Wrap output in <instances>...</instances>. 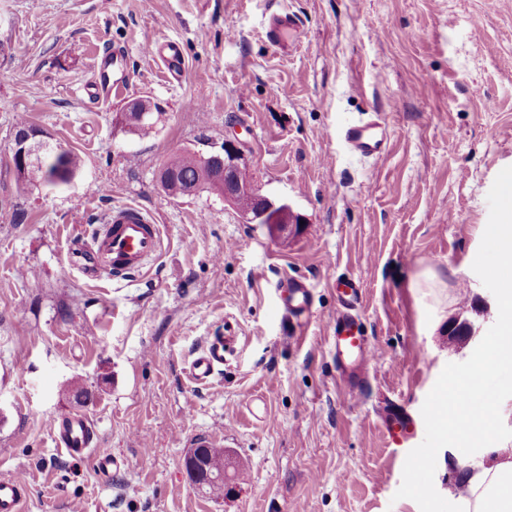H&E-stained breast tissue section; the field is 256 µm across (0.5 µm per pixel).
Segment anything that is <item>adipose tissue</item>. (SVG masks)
<instances>
[{
  "mask_svg": "<svg viewBox=\"0 0 512 512\" xmlns=\"http://www.w3.org/2000/svg\"><path fill=\"white\" fill-rule=\"evenodd\" d=\"M508 205L501 222L488 225L486 237L501 256L499 265L503 292L499 300L501 318L497 336L487 345L483 357L468 379L459 381L448 393L439 411L441 430L451 436L479 437L483 453L468 463L464 488L453 497L452 512H512V451L494 444L493 401L474 403L479 379L488 371L512 366V176L504 180Z\"/></svg>",
  "mask_w": 512,
  "mask_h": 512,
  "instance_id": "obj_1",
  "label": "adipose tissue"
}]
</instances>
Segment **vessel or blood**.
I'll use <instances>...</instances> for the list:
<instances>
[{"label": "vessel or blood", "instance_id": "obj_1", "mask_svg": "<svg viewBox=\"0 0 512 512\" xmlns=\"http://www.w3.org/2000/svg\"><path fill=\"white\" fill-rule=\"evenodd\" d=\"M302 24L291 11L273 15L266 26L267 42L278 52H288L299 41ZM150 54L161 57L168 79L179 80L183 71V58L177 42L157 38L148 42ZM125 57L124 50L101 52L95 60L97 74L85 87L89 100L123 97L128 90L127 77L106 80L104 74L119 66ZM343 137L351 154L376 161L388 153V138L383 126L375 120L355 121L345 126ZM161 249L160 226L141 209L126 207L112 210L105 224L99 227L90 245L78 246L70 251L69 260L85 274L92 277L112 273L123 279L141 272L148 260ZM285 304L299 321H306L312 307L309 288L304 283H289L283 292ZM339 310L331 323L330 352L336 362L340 379L349 390L360 387L362 380L355 376L357 368L372 364L377 358L375 346L363 335L357 314L362 299L358 280L344 277L336 281ZM229 336L217 337L191 362L188 374L191 380L208 381L215 368L223 364L224 355L232 344ZM55 443L68 456L80 460L93 455L99 471L111 470L118 459L106 448L93 447L91 422L81 415H72L52 423ZM26 483L18 476L0 479V512H21Z\"/></svg>", "mask_w": 512, "mask_h": 512}]
</instances>
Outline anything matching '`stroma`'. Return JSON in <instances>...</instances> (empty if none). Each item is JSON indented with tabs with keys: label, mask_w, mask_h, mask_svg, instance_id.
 I'll use <instances>...</instances> for the list:
<instances>
[{
	"label": "stroma",
	"mask_w": 512,
	"mask_h": 512,
	"mask_svg": "<svg viewBox=\"0 0 512 512\" xmlns=\"http://www.w3.org/2000/svg\"><path fill=\"white\" fill-rule=\"evenodd\" d=\"M281 9L304 24L287 56L264 36ZM159 37L180 45L177 83L142 48ZM115 47L127 96L89 103L94 56ZM137 97L163 109L147 138L115 122ZM373 116L389 139L376 162L341 140ZM22 119L81 156L71 181L18 182ZM228 137L263 193L303 216L299 233L277 240L211 193L160 189L171 155ZM508 174L512 0H0V478H26L22 512H449L483 444L448 441L430 416L497 334L484 227L501 220ZM128 205L160 224L158 256L117 282L88 279L72 242ZM427 266L448 285L444 309L410 286ZM341 274L360 281L381 352L355 392L330 353ZM285 278L312 290L306 328L277 290ZM461 320L475 334L449 344ZM216 336L233 351L196 384L188 367ZM483 386L501 407L495 442L512 449V369ZM71 414L118 469L56 448L51 422ZM395 415L418 424L401 446L385 433ZM199 439L245 468L223 492L186 473Z\"/></svg>",
	"instance_id": "obj_1"
}]
</instances>
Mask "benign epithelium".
Instances as JSON below:
<instances>
[{
    "instance_id": "obj_1",
    "label": "benign epithelium",
    "mask_w": 512,
    "mask_h": 512,
    "mask_svg": "<svg viewBox=\"0 0 512 512\" xmlns=\"http://www.w3.org/2000/svg\"><path fill=\"white\" fill-rule=\"evenodd\" d=\"M44 147L45 141L37 129H30L14 138V169L22 171L35 162ZM241 156V142L236 139H224V144L220 148L210 152V164L200 177L201 187L208 185L222 188L224 204L234 208L244 223L263 225L272 238L288 237L294 226L300 225L301 215L295 213L288 204H277L264 195L255 181L244 183L239 176L242 169ZM198 456L199 450L191 448L184 458L185 469L193 476L195 486L203 489L215 483L228 484L231 460L224 461V466L218 469H206L201 472L197 469Z\"/></svg>"
}]
</instances>
